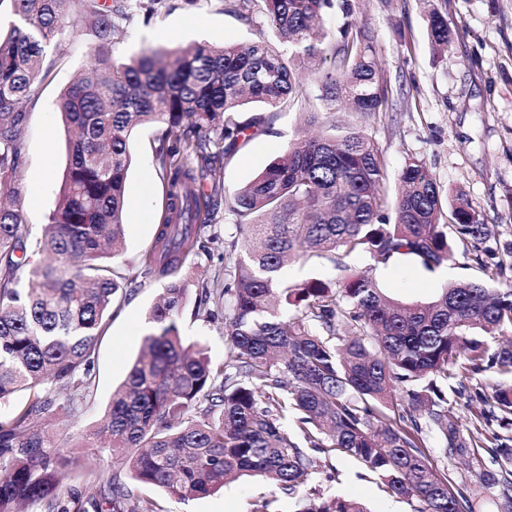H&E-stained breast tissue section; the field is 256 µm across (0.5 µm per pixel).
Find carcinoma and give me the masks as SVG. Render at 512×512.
Masks as SVG:
<instances>
[{
    "mask_svg": "<svg viewBox=\"0 0 512 512\" xmlns=\"http://www.w3.org/2000/svg\"><path fill=\"white\" fill-rule=\"evenodd\" d=\"M219 2L248 23L262 13L276 42H204L116 61L112 48L135 18L167 13L169 0H11L18 22L0 33V185L20 167L22 104L49 76L52 44L84 25L97 59L60 96L73 130L70 162L36 248L19 205L0 203V405H13L0 420V512H88L80 493L62 492L78 467L63 444L68 433H45L37 421L55 414L66 429L82 414L114 298L140 277L165 281L143 352L96 431L79 435L120 456L134 484L188 500L260 476L303 495L298 512H370L314 487L318 456H344L388 496L416 501L415 512H475L465 483L432 464L433 435L446 458L470 461L487 449L499 468L478 477L512 510V341L498 342L512 331V238L496 236L463 191L443 192L423 160L405 163L391 203L385 156L360 130L332 123L289 145L233 198L246 248L230 278L195 282L214 309L231 303L224 360L181 336L190 280L178 273L215 240L205 233L223 198L224 157L268 132L266 113L287 103L346 100L374 116L388 97L380 44L356 0ZM454 35L431 14L435 46ZM251 103L258 113L238 120ZM142 124L166 126L155 160L168 203L144 268L131 275L114 259L124 250L129 137ZM458 241L488 283L457 280L425 303L392 299L370 267L337 289L282 277L288 261L318 263L336 249L376 266L406 256L432 272ZM288 306L296 314L280 311ZM214 309L195 315L213 319ZM450 392L478 403L484 426L503 431L475 433L453 420ZM19 393L27 400L15 404ZM95 479L93 512H163L119 479Z\"/></svg>",
    "mask_w": 512,
    "mask_h": 512,
    "instance_id": "1",
    "label": "carcinoma"
}]
</instances>
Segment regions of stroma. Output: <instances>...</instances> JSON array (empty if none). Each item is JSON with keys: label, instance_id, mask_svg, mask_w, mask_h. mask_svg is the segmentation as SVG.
I'll use <instances>...</instances> for the list:
<instances>
[{"label": "stroma", "instance_id": "stroma-1", "mask_svg": "<svg viewBox=\"0 0 512 512\" xmlns=\"http://www.w3.org/2000/svg\"><path fill=\"white\" fill-rule=\"evenodd\" d=\"M365 16L381 46L380 65L390 86L389 107L376 116L351 112L345 105L335 110L319 108V121L336 117L338 123L364 129L378 144L387 163V189L396 193L398 174L409 157L425 161L445 190L462 189L471 205L502 233L512 232V0H360ZM445 16L457 35L447 51L434 53L428 38L430 11ZM263 16L253 23L223 11L219 0H198L196 5L175 0L173 9L160 17L137 19L112 55L126 59L141 51L165 47L178 50L196 41L246 43L271 37ZM95 60V45L83 28L68 31L59 53L48 56L51 75L24 108L29 114L22 162L15 188L20 193L22 219L33 235H40L53 208L68 166L69 134L56 109L61 91L72 78ZM270 130L248 140L224 160V198L258 175L289 143L308 127L301 109L271 113ZM164 128H135L129 145L132 164L126 192V242L122 265L140 267L167 207V189L156 172L155 147ZM213 233L218 242L207 253L189 260L185 277L214 273L234 261L224 254L223 239L236 228L227 208L215 216ZM366 256L333 254L319 265L298 260L285 270L289 283L318 278L338 287L345 277L364 270ZM374 276L387 294L407 303L429 301L448 282L479 278L468 267L462 247L454 259L433 272L402 258L378 267ZM162 285L146 280L134 292L118 298L112 318L99 342L94 364L95 390L89 408L76 428H97L114 386L126 376L138 356L148 330L146 315ZM187 303L180 332L205 345L217 360L226 353L224 321L195 316ZM338 481L319 474L322 488L365 503L372 512H412L411 502L390 498L373 476L358 477V466L340 457L335 461ZM147 496L166 512H247L254 498H276L279 512H291L287 498L259 477H243L213 495L178 500L150 488Z\"/></svg>", "mask_w": 512, "mask_h": 512}]
</instances>
